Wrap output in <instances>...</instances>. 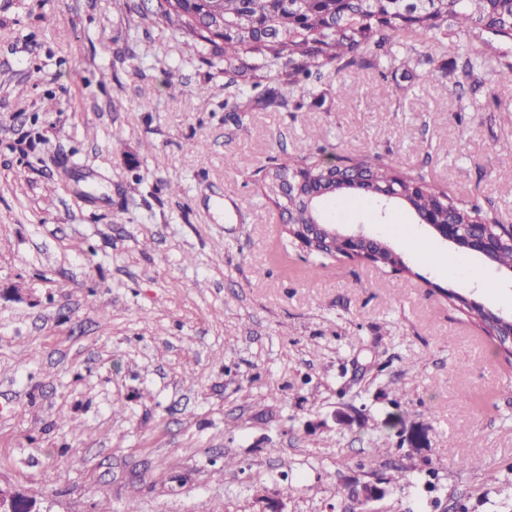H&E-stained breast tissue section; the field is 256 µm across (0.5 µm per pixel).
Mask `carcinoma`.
<instances>
[{
  "label": "carcinoma",
  "instance_id": "1",
  "mask_svg": "<svg viewBox=\"0 0 512 512\" xmlns=\"http://www.w3.org/2000/svg\"><path fill=\"white\" fill-rule=\"evenodd\" d=\"M143 19L159 17L192 38L188 47L197 50L207 45L224 53V109L244 112L250 105L288 109V102L313 96L329 73H340L353 66L383 69L396 63L419 80L440 77V68L416 72L421 59L413 49H400L403 32L420 30L429 35L424 56L434 54L460 34L482 42L512 45V0H423V4L404 15L388 9L384 0H155L152 8L133 4ZM224 21L234 36L211 28ZM496 66L478 52L465 57L455 86L476 93L492 91L500 80L512 82L509 52ZM315 147L295 157H284L266 169L262 186L267 199L282 204L281 190L288 181L302 178L322 190L317 200L307 204L295 200L288 206L293 224L324 222L330 203L348 202L357 195L351 188L332 186L331 170ZM356 169L367 172L364 192L382 208L402 205L416 219L431 213L443 222L481 224L490 236L501 242L488 262L512 270V239L501 234V225L489 223L476 203L459 202L422 174L399 176L385 162L364 158L347 159ZM485 333L500 337L512 332V319L492 320L479 307L468 313Z\"/></svg>",
  "mask_w": 512,
  "mask_h": 512
}]
</instances>
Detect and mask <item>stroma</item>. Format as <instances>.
Masks as SVG:
<instances>
[{"mask_svg": "<svg viewBox=\"0 0 512 512\" xmlns=\"http://www.w3.org/2000/svg\"><path fill=\"white\" fill-rule=\"evenodd\" d=\"M128 2L0 0V483L43 512H354L377 480L372 512H512V360L446 297L512 315V270L362 196L345 224L409 273L322 264L261 188L317 143L512 224V83L468 112L354 67L228 112L219 49Z\"/></svg>", "mask_w": 512, "mask_h": 512, "instance_id": "35a3bbf8", "label": "stroma"}]
</instances>
